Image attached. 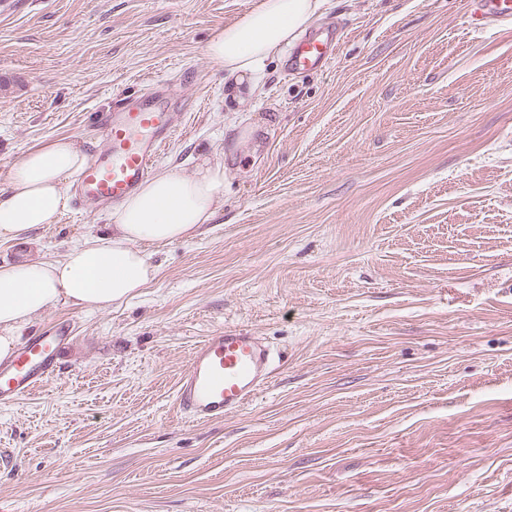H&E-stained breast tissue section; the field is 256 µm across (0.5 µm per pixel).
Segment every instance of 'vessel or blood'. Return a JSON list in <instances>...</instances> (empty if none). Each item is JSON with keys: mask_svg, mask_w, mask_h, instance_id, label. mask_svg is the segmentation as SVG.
<instances>
[{"mask_svg": "<svg viewBox=\"0 0 512 512\" xmlns=\"http://www.w3.org/2000/svg\"><path fill=\"white\" fill-rule=\"evenodd\" d=\"M482 18L512 22V0H475ZM335 28H320L291 52L293 70L320 71L335 58ZM104 141L77 179L80 198L98 205L121 201L148 176L152 163L179 130L180 114L165 93L155 91L97 117ZM67 337L55 330L24 344L0 365V401L16 402L48 380ZM272 349L252 331L227 327L207 336L191 351L181 373L176 400L192 421L208 422L242 410L269 384L275 367Z\"/></svg>", "mask_w": 512, "mask_h": 512, "instance_id": "b4317fda", "label": "vessel or blood"}]
</instances>
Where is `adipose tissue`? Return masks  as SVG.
Masks as SVG:
<instances>
[{
	"label": "adipose tissue",
	"mask_w": 512,
	"mask_h": 512,
	"mask_svg": "<svg viewBox=\"0 0 512 512\" xmlns=\"http://www.w3.org/2000/svg\"><path fill=\"white\" fill-rule=\"evenodd\" d=\"M324 4L260 0L208 42L206 56L223 71L225 82L258 93L267 63L297 40ZM86 162L84 151L67 137L27 151L13 165L7 188L0 189V241L57 223L69 205L65 183ZM223 201L220 156L189 173L163 167L110 211V236L87 241L55 261L0 265V361L12 357L18 330L56 302L101 310L134 297L157 273L148 247L197 236Z\"/></svg>",
	"instance_id": "obj_1"
}]
</instances>
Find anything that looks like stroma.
<instances>
[{
	"mask_svg": "<svg viewBox=\"0 0 512 512\" xmlns=\"http://www.w3.org/2000/svg\"><path fill=\"white\" fill-rule=\"evenodd\" d=\"M258 0H14L0 11V189L30 148L102 146L96 113L165 82L156 164L224 156V205L152 251L120 306L53 304L52 377L0 404L9 512H512V24L473 0H327L310 74L236 100L205 56ZM108 212L0 241L60 259ZM241 326L277 356L243 410L176 402L193 347ZM339 36L335 28H319L305 37L288 57L291 70L321 71L335 58Z\"/></svg>",
	"mask_w": 512,
	"mask_h": 512,
	"instance_id": "35a3bbf8",
	"label": "stroma"
}]
</instances>
